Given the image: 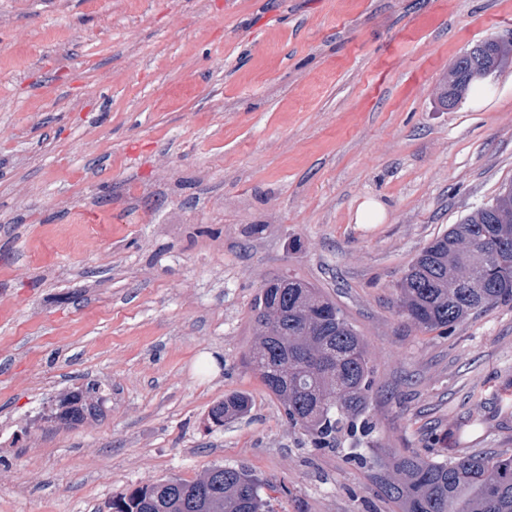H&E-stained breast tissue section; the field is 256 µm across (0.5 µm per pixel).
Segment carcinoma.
Returning a JSON list of instances; mask_svg holds the SVG:
<instances>
[{"mask_svg": "<svg viewBox=\"0 0 512 512\" xmlns=\"http://www.w3.org/2000/svg\"><path fill=\"white\" fill-rule=\"evenodd\" d=\"M512 64V45L491 48L488 70ZM506 185L434 237L414 257L397 287L400 311L424 331L448 330L498 303L512 302V196ZM257 338L248 363L282 404L288 421L318 444L370 429L371 356L336 303L288 276L270 280L254 307ZM96 386L70 392L54 419L84 421ZM234 393L209 411L216 426L251 410ZM378 474L398 512H512V450L435 459L419 452L356 456ZM264 483L242 467L214 466L194 480H169L112 498V512H266Z\"/></svg>", "mask_w": 512, "mask_h": 512, "instance_id": "cac0c4a2", "label": "carcinoma"}]
</instances>
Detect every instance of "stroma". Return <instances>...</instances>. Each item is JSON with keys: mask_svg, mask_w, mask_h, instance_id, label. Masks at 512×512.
Instances as JSON below:
<instances>
[{"mask_svg": "<svg viewBox=\"0 0 512 512\" xmlns=\"http://www.w3.org/2000/svg\"><path fill=\"white\" fill-rule=\"evenodd\" d=\"M113 8L0 0V75L22 77L0 88V512H109L213 465L266 481L273 512H396L356 455L512 448V303L426 332L396 292L512 182V66L438 103L458 57L512 39V0H125L121 28ZM369 199L382 223H357ZM281 276L372 354L361 445L313 447L248 363ZM90 381L96 415L31 420ZM235 392L251 412L213 426Z\"/></svg>", "mask_w": 512, "mask_h": 512, "instance_id": "stroma-1", "label": "stroma"}]
</instances>
